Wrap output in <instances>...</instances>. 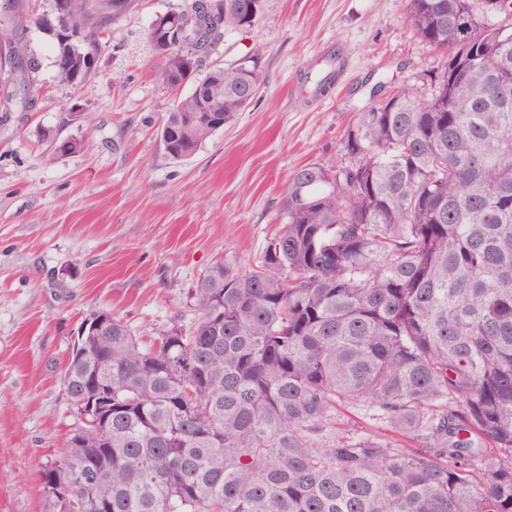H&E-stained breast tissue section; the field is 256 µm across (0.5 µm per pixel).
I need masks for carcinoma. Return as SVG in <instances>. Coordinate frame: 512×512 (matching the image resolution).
<instances>
[{"mask_svg": "<svg viewBox=\"0 0 512 512\" xmlns=\"http://www.w3.org/2000/svg\"><path fill=\"white\" fill-rule=\"evenodd\" d=\"M56 54L80 66L101 26L131 9L67 0ZM244 0H186L192 22L146 37L178 97L161 127L202 116L234 123L262 82L254 52L202 71L224 34L254 25ZM407 0V21L447 54L430 97L404 86L358 114L332 165L288 180L284 224L258 263L222 261L197 280L195 317L141 343L121 318L84 340L63 378L73 413L112 390V427L69 436L41 473L50 512H512V0ZM11 47L8 75L34 69ZM342 67L326 61L319 91ZM218 131L164 143L193 156ZM352 410L391 436L337 426ZM85 469V482L73 470Z\"/></svg>", "mask_w": 512, "mask_h": 512, "instance_id": "cac0c4a2", "label": "carcinoma"}]
</instances>
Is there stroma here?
Here are the masks:
<instances>
[{"label":"stroma","mask_w":512,"mask_h":512,"mask_svg":"<svg viewBox=\"0 0 512 512\" xmlns=\"http://www.w3.org/2000/svg\"><path fill=\"white\" fill-rule=\"evenodd\" d=\"M182 2L134 0L73 83L34 24L53 0H22L31 93L0 111V512L49 510L40 473L76 423L62 368L82 318L109 309L144 342L162 324L189 323L199 276L220 258L255 265L281 229L290 175L340 159L372 87L426 83L445 61L409 25L407 0H263L257 23L225 34L204 63L262 50L255 102L179 161L159 128L192 86L174 93L155 81L144 34ZM336 52L343 69L314 92L310 76ZM50 134L85 147L54 154Z\"/></svg>","instance_id":"35a3bbf8"}]
</instances>
